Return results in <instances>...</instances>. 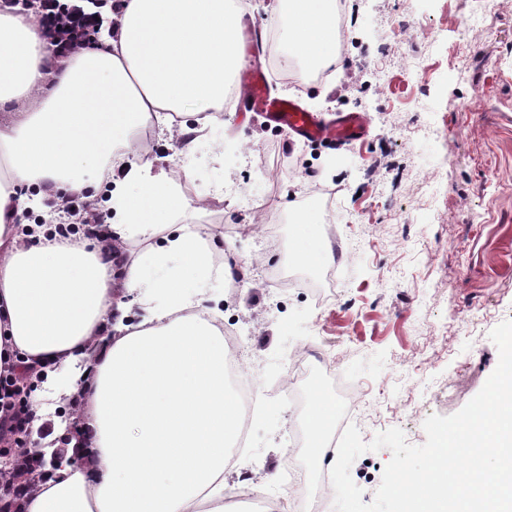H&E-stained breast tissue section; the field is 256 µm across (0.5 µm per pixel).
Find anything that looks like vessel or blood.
Segmentation results:
<instances>
[{"label":"vessel or blood","mask_w":512,"mask_h":512,"mask_svg":"<svg viewBox=\"0 0 512 512\" xmlns=\"http://www.w3.org/2000/svg\"><path fill=\"white\" fill-rule=\"evenodd\" d=\"M242 87L244 96L255 110L263 112L270 122L301 137L350 143L366 132V119L362 113L350 112L326 125L295 101L271 96L264 72L245 74Z\"/></svg>","instance_id":"b4317fda"}]
</instances>
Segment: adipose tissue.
I'll return each instance as SVG.
<instances>
[{
	"label": "adipose tissue",
	"mask_w": 512,
	"mask_h": 512,
	"mask_svg": "<svg viewBox=\"0 0 512 512\" xmlns=\"http://www.w3.org/2000/svg\"><path fill=\"white\" fill-rule=\"evenodd\" d=\"M301 63H339L335 0H273ZM97 46L60 47L32 9L0 0V371L31 366L36 416L81 403V433L14 512H224V472L240 427L217 308L229 263L205 225L184 222L187 166L156 168L140 131L175 132L182 155L208 113L240 86L236 0H109ZM194 125L175 123L185 107ZM28 188L19 199L20 188ZM102 202L112 243L139 242L115 266L104 245L61 236L51 196ZM143 314L126 324L122 293Z\"/></svg>",
	"instance_id": "ef3b65f1"
}]
</instances>
